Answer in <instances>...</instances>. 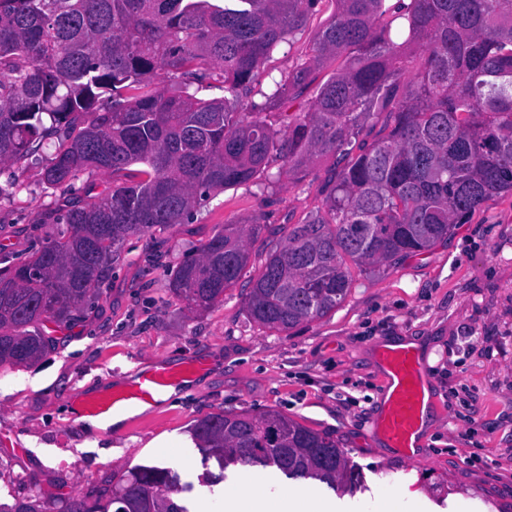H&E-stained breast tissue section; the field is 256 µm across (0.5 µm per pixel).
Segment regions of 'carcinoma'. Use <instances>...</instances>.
<instances>
[{
  "label": "carcinoma",
  "instance_id": "carcinoma-1",
  "mask_svg": "<svg viewBox=\"0 0 512 512\" xmlns=\"http://www.w3.org/2000/svg\"><path fill=\"white\" fill-rule=\"evenodd\" d=\"M318 2L0 0V164L52 140L47 185L87 169L114 182L58 210L66 231L29 256L27 279L0 268L11 284L0 288L1 367L30 365L53 345L42 327L77 320L127 236L190 222L211 194L270 181L274 161L294 180L319 157L345 161L245 300L252 321L279 331L335 309L352 284L348 263L420 254L487 199L512 193V0H335L307 60L272 79V102L317 84L309 107L279 113L275 129L244 101ZM395 24L408 29L401 43ZM162 66L180 93L152 87ZM216 87L224 98L200 96ZM381 115L382 134L361 138ZM260 229L257 218L224 227L171 271L170 289L192 310L224 302L248 260L245 237ZM192 436L218 463L211 483L231 465L357 483L334 435L277 411L221 410ZM191 489L171 467H135L110 492L51 500L38 490L0 512H188L174 495Z\"/></svg>",
  "mask_w": 512,
  "mask_h": 512
}]
</instances>
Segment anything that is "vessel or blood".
<instances>
[{
	"label": "vessel or blood",
	"instance_id": "vessel-or-blood-1",
	"mask_svg": "<svg viewBox=\"0 0 512 512\" xmlns=\"http://www.w3.org/2000/svg\"><path fill=\"white\" fill-rule=\"evenodd\" d=\"M378 359L387 384L385 404L379 411L375 430L406 460L417 458V442L426 422L432 398L430 380L423 358L408 344L380 341ZM204 362L192 361L181 367L157 366L130 379L122 387H105L88 393L78 401L74 417L108 418L158 403L170 388L185 384L202 371Z\"/></svg>",
	"mask_w": 512,
	"mask_h": 512
}]
</instances>
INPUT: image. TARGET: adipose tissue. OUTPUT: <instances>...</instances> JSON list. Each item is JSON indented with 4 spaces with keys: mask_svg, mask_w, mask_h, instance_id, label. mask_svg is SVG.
Returning a JSON list of instances; mask_svg holds the SVG:
<instances>
[{
    "mask_svg": "<svg viewBox=\"0 0 512 512\" xmlns=\"http://www.w3.org/2000/svg\"><path fill=\"white\" fill-rule=\"evenodd\" d=\"M270 482L269 476L260 475L248 480V493L225 492L224 512H327L310 489L295 488L272 496L265 491Z\"/></svg>",
    "mask_w": 512,
    "mask_h": 512,
    "instance_id": "obj_1",
    "label": "adipose tissue"
}]
</instances>
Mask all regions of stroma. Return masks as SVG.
I'll use <instances>...</instances> for the list:
<instances>
[{"instance_id":"obj_1","label":"stroma","mask_w":512,"mask_h":512,"mask_svg":"<svg viewBox=\"0 0 512 512\" xmlns=\"http://www.w3.org/2000/svg\"><path fill=\"white\" fill-rule=\"evenodd\" d=\"M319 0L293 45L276 48L273 74L301 64L306 48L334 12ZM38 160L0 165V267L24 262L59 235L52 221L68 198L112 185L109 174L84 171L69 186L47 187ZM337 164L317 159L303 181L273 163L270 187L254 183L215 193L192 223L169 224L127 237L112 275L75 324H47L54 346L35 363L0 367V501L41 489L71 497L108 486L135 466H170L162 444H174L193 464L182 482L202 493L205 468L191 436L195 422L219 410L280 412L340 439L363 486L339 495L315 492L335 512H370L383 491H409L420 512H512V194L486 200L448 239L389 268H352V286L324 317L277 331L253 322L245 298L268 253L290 228L320 206V188ZM260 218L246 240L248 262L223 303L189 310L170 289L168 273L227 224ZM424 340L422 352L433 420L422 458L409 463L373 430L384 391L376 359L379 341ZM206 359L209 369L182 398L109 433L70 421L76 397L106 383L122 385L158 364ZM41 386L32 387L31 378ZM480 464L470 465V456Z\"/></svg>"}]
</instances>
